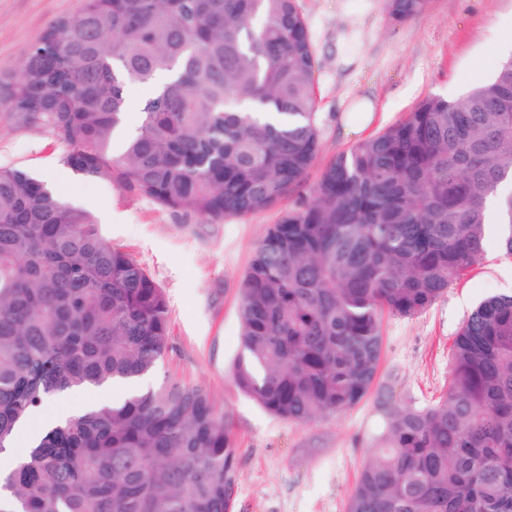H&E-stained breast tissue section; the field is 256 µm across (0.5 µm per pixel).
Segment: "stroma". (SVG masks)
Listing matches in <instances>:
<instances>
[{"label":"stroma","mask_w":512,"mask_h":512,"mask_svg":"<svg viewBox=\"0 0 512 512\" xmlns=\"http://www.w3.org/2000/svg\"><path fill=\"white\" fill-rule=\"evenodd\" d=\"M83 0H0V86L16 76L26 48ZM316 68L319 163L403 120L425 97L456 98L488 80L499 59L490 44L512 38V0H432L407 22L392 23L385 0H298ZM374 100L372 118L350 111ZM357 133H349V126ZM65 148L38 130L0 123V166L23 167L85 200L105 236L142 264L169 305L170 349L161 374L201 385L223 414L235 443L239 484L232 512H347V501L371 458L369 437L382 426L373 399L310 424L280 419L237 388L241 351L239 285L269 225L299 197L246 218L212 223L175 212L117 182L86 179L64 167ZM488 227V245L470 272L412 317H385L376 390L401 404L424 406L448 386L451 345L483 298L512 292V258Z\"/></svg>","instance_id":"stroma-1"}]
</instances>
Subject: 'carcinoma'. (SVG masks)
Masks as SVG:
<instances>
[{
  "mask_svg": "<svg viewBox=\"0 0 512 512\" xmlns=\"http://www.w3.org/2000/svg\"><path fill=\"white\" fill-rule=\"evenodd\" d=\"M430 0H386L397 21ZM315 57L297 0H83L50 21L0 97V123L50 133L62 164L211 222L267 210L321 152ZM153 88L127 136L128 87ZM512 57L460 98L336 154L310 199L268 227L241 280L238 389L308 424L374 385L384 314L412 317L483 255L512 258ZM164 290L26 169L0 167V512H230L234 441L205 390L163 379L39 430L55 396L158 371ZM448 390L382 428L348 512H512V294L483 299L452 344Z\"/></svg>",
  "mask_w": 512,
  "mask_h": 512,
  "instance_id": "cac0c4a2",
  "label": "carcinoma"
}]
</instances>
